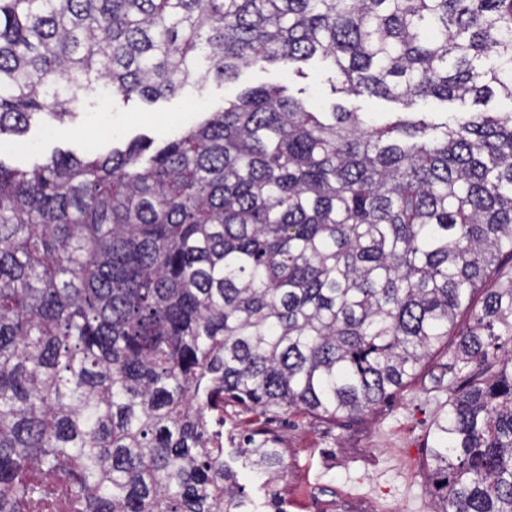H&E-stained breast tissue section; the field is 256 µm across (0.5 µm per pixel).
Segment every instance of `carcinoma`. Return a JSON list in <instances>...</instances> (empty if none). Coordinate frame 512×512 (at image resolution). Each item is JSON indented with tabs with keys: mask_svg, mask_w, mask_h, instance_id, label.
<instances>
[{
	"mask_svg": "<svg viewBox=\"0 0 512 512\" xmlns=\"http://www.w3.org/2000/svg\"><path fill=\"white\" fill-rule=\"evenodd\" d=\"M317 55L338 93L512 102V0H0V138L100 86L154 101ZM506 252L512 112L380 121L260 86L173 140L0 161V512H256L224 405L356 419L480 289L449 370L488 361ZM497 361L434 423L437 512H512Z\"/></svg>",
	"mask_w": 512,
	"mask_h": 512,
	"instance_id": "cac0c4a2",
	"label": "carcinoma"
}]
</instances>
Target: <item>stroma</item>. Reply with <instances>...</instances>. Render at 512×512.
Segmentation results:
<instances>
[{"label":"stroma","mask_w":512,"mask_h":512,"mask_svg":"<svg viewBox=\"0 0 512 512\" xmlns=\"http://www.w3.org/2000/svg\"><path fill=\"white\" fill-rule=\"evenodd\" d=\"M331 78L329 63L315 58L298 74L276 66L245 67L235 81L189 85L175 97L152 103L116 98L106 104L92 96L56 132L35 122L22 142L0 141V161L29 166L58 149L92 156L138 135L162 141L194 126L240 91L261 85L287 86L289 95L322 112L339 105L383 119L402 109L384 99L333 92ZM481 305V296H474L447 342L430 349L408 384L358 419L330 421L292 412L257 417L239 405H226L225 450L263 444L281 457L270 480L252 467L236 466L258 512H271L266 504L270 486L287 502L288 512H436L430 493L431 427L447 410L454 390L463 388L473 373L469 367L454 373L448 366L460 333L473 326Z\"/></svg>","instance_id":"stroma-1"}]
</instances>
